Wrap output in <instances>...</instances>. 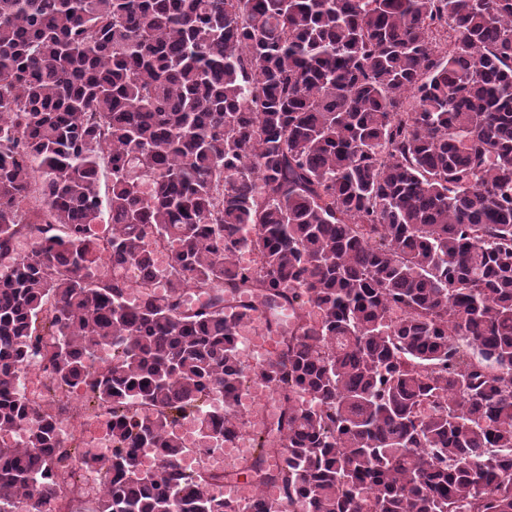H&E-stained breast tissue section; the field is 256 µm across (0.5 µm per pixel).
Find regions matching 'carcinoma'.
Wrapping results in <instances>:
<instances>
[{
    "label": "carcinoma",
    "instance_id": "obj_1",
    "mask_svg": "<svg viewBox=\"0 0 512 512\" xmlns=\"http://www.w3.org/2000/svg\"><path fill=\"white\" fill-rule=\"evenodd\" d=\"M32 357L106 419L93 512H512V0H0V512L74 488ZM258 380L281 495L231 501L177 427ZM260 336H262L265 341H266V344H265V348L263 349L264 353H265V356L268 357L272 351H273V348H274V342L273 340H271L269 338V336H265L264 332H263V320L262 319H256L255 320V324H254V328H253ZM237 342L239 343V346L241 347V351L244 355V357H249L250 359L252 360H249L251 361L252 363L254 364H258L262 361L265 360V356L264 354L262 353V348L261 346L259 345V343L257 341H255L254 339H252L248 334L247 332H242L240 333V335L238 336L237 338ZM246 355V356H245ZM250 362V363H251ZM247 364L251 365L250 363H248L246 361Z\"/></svg>",
    "mask_w": 512,
    "mask_h": 512
}]
</instances>
